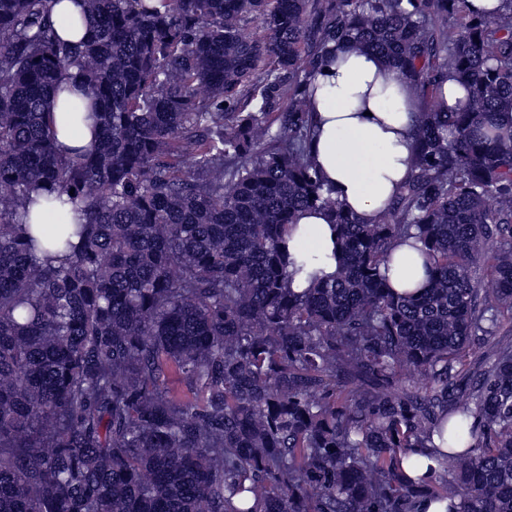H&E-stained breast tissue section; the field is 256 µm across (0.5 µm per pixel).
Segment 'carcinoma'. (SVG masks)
Here are the masks:
<instances>
[{"instance_id": "obj_1", "label": "carcinoma", "mask_w": 512, "mask_h": 512, "mask_svg": "<svg viewBox=\"0 0 512 512\" xmlns=\"http://www.w3.org/2000/svg\"><path fill=\"white\" fill-rule=\"evenodd\" d=\"M72 2L77 44L53 0H0V512H413L429 492L512 512V128L493 121L512 0L498 17L469 0ZM340 40L431 105L375 224L310 161L309 88ZM450 74L466 95L444 111ZM76 80L99 133L67 151L47 114ZM313 207L339 233L330 276L282 250ZM411 238L419 295L382 275ZM435 433L442 469L409 476ZM70 0H62V3L53 4V14L56 18L61 16L67 17L68 14H72L78 20L77 27L72 31L65 30V25H61L60 35L66 41L79 42L81 41L87 31V21L80 18V7L76 4L70 3Z\"/></svg>"}]
</instances>
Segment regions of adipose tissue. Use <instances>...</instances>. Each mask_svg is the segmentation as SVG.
I'll return each mask as SVG.
<instances>
[{
    "label": "adipose tissue",
    "mask_w": 512,
    "mask_h": 512,
    "mask_svg": "<svg viewBox=\"0 0 512 512\" xmlns=\"http://www.w3.org/2000/svg\"><path fill=\"white\" fill-rule=\"evenodd\" d=\"M311 102L314 169L346 211L363 223H376L411 176L413 124L425 112V102L410 77L349 41L336 44L330 62L316 75ZM290 240L313 250L314 264L325 274L338 271L336 234L326 211L299 213ZM396 253L398 262L387 273L393 290H421L427 277L416 250L404 243Z\"/></svg>",
    "instance_id": "1"
}]
</instances>
